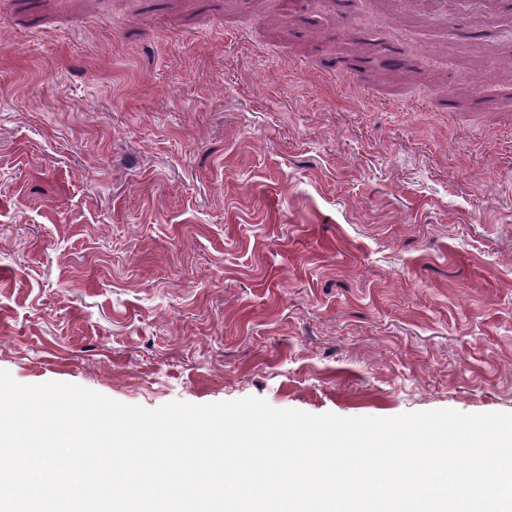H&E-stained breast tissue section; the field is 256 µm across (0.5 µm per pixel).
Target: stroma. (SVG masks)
Returning a JSON list of instances; mask_svg holds the SVG:
<instances>
[{"label": "stroma", "instance_id": "35a3bbf8", "mask_svg": "<svg viewBox=\"0 0 512 512\" xmlns=\"http://www.w3.org/2000/svg\"><path fill=\"white\" fill-rule=\"evenodd\" d=\"M0 369L512 413V13L0 0Z\"/></svg>", "mask_w": 512, "mask_h": 512}]
</instances>
